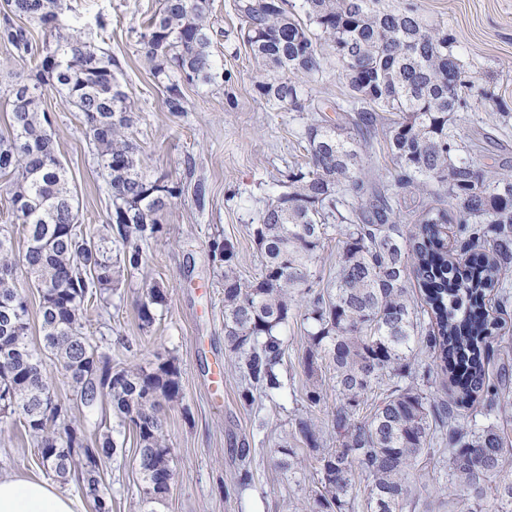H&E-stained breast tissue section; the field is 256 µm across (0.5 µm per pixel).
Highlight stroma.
I'll return each mask as SVG.
<instances>
[{
    "label": "stroma",
    "instance_id": "35a3bbf8",
    "mask_svg": "<svg viewBox=\"0 0 512 512\" xmlns=\"http://www.w3.org/2000/svg\"><path fill=\"white\" fill-rule=\"evenodd\" d=\"M69 18L104 51L119 60L122 84L135 102L132 136L139 157L165 175L178 193L162 217L165 231L147 246L148 266L118 286L108 314L94 321V340L113 361L140 363L154 355L175 356L182 399L164 405V432L172 448L175 482L160 512H303L315 488L312 454L294 439V418L307 410V376L301 365L308 326L289 317L282 330L286 354L279 367L282 389L258 395L254 405L239 398L241 377L224 343V285L210 244L223 234L237 247L242 280L258 275L261 256L251 228L269 197L288 188V176L305 165L303 134L309 124L335 123L334 105L351 106L343 66L324 49L319 73L296 76L303 110L286 111L260 95V71L240 28L237 0H213L212 51L221 78L184 88L186 110L172 115L153 78L140 42L142 23L161 0H66ZM413 10L423 23L447 26L452 50L472 80L466 108L452 130L473 160L499 174H512V0H385ZM106 29H99L97 19ZM52 119V135L76 191L79 219H107L104 173L77 112L46 91L40 100ZM360 145L359 167L370 182L386 184L395 167L380 123L352 125ZM208 189L205 207L195 183ZM159 283L167 304L151 327L141 328L136 302L146 282ZM123 450L107 462L104 478L112 512H139L141 485L135 466L136 440L114 427ZM291 455L283 457L280 447ZM252 482L236 486L240 470ZM0 471L43 479L29 437L0 422ZM229 492H222V485Z\"/></svg>",
    "mask_w": 512,
    "mask_h": 512
}]
</instances>
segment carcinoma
Listing matches in <instances>:
<instances>
[{
	"label": "carcinoma",
	"mask_w": 512,
	"mask_h": 512,
	"mask_svg": "<svg viewBox=\"0 0 512 512\" xmlns=\"http://www.w3.org/2000/svg\"><path fill=\"white\" fill-rule=\"evenodd\" d=\"M0 43L30 74L10 86V127L0 136V178L10 196L12 220L0 225V418L24 430L38 448L40 467L62 485L75 483L101 512L112 498L102 464L118 455L107 415L135 432L142 512H158L174 479L172 450L161 409L182 398L175 358L124 365L99 350L88 334V312H105L126 273L146 263L145 246L163 231L160 217L176 195L163 176L144 169L128 130L132 105L119 82L117 59L65 18L64 0H5ZM242 39L261 70V93L281 108H302L292 74L321 70L323 44L342 63L353 112L382 125L397 168L386 191H375L349 222L342 194L329 184L365 195L356 173L358 151L342 125H310L308 162L288 177V190L269 198L253 237L261 255L258 277L237 274L233 241L216 237L212 260L224 280V333L242 369L240 397L270 396L282 388L280 328L298 314L314 326L303 359L310 380L306 400L323 401L326 365L338 393L331 429L336 447L324 449V432L310 414L294 419V436L316 452L317 486L306 512H346L355 475L370 486L368 512H420L432 479L418 469L423 458L443 463V479L459 492L466 512H512V438L500 413L512 405V348L498 330L512 302V175L477 165L449 131L466 105L460 60L444 26L431 27L380 0H302L305 20L269 0H239ZM211 0H161L141 32L167 111H185L183 86L217 77L211 50ZM18 19L36 21L53 41L34 47ZM64 96L85 126L107 175L111 207L106 223L79 222L67 169L59 160L39 99ZM434 185L453 201V212L421 202L412 228L397 223L392 198L401 189ZM456 224L457 248L445 246L442 228ZM341 236L336 277L320 290L311 266L331 232ZM414 274L425 308L406 288ZM39 294L43 352L29 344L25 288ZM495 296L491 311L486 300ZM164 290L149 285L137 306L144 327L155 322ZM434 358L453 394L438 398L412 381L419 354ZM71 369L70 385L82 415L54 395L49 366ZM375 396L363 414L368 394Z\"/></svg>",
	"instance_id": "cac0c4a2"
}]
</instances>
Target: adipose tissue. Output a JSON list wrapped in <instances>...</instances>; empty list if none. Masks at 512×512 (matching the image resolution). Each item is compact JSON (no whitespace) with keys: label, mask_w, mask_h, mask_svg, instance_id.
Wrapping results in <instances>:
<instances>
[{"label":"adipose tissue","mask_w":512,"mask_h":512,"mask_svg":"<svg viewBox=\"0 0 512 512\" xmlns=\"http://www.w3.org/2000/svg\"><path fill=\"white\" fill-rule=\"evenodd\" d=\"M0 512H81V505L52 484L0 472Z\"/></svg>","instance_id":"adipose-tissue-1"}]
</instances>
